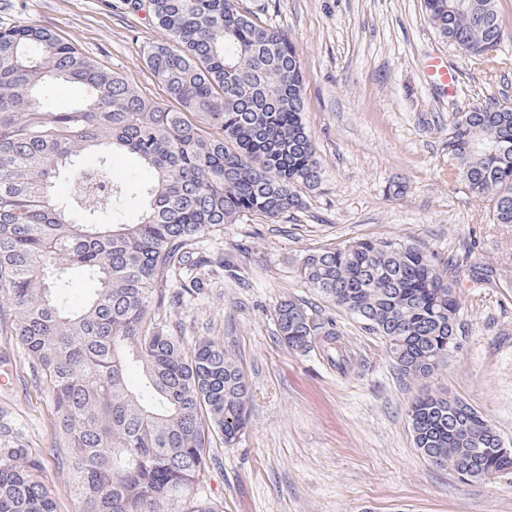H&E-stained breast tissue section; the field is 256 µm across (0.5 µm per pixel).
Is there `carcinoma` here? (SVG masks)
Listing matches in <instances>:
<instances>
[{
	"label": "carcinoma",
	"mask_w": 512,
	"mask_h": 512,
	"mask_svg": "<svg viewBox=\"0 0 512 512\" xmlns=\"http://www.w3.org/2000/svg\"><path fill=\"white\" fill-rule=\"evenodd\" d=\"M423 0L438 35L482 64L503 37L497 0ZM147 10L166 41L146 63L173 104L35 25L0 28V298L49 387L66 449L70 490L87 512H219L204 490L212 439L235 444L249 420V391L224 346L160 324L180 301L159 281L195 261L196 240L243 215L274 223L303 208L324 171L304 113L294 44L239 0H126ZM54 84L80 87L68 110L44 104ZM448 161L491 223L512 225V105L493 102L448 118ZM88 153L91 165L82 162ZM152 171L147 183L112 179L118 154ZM70 192L55 195L58 180ZM142 207L129 221L125 206ZM95 282L78 307L66 271ZM296 277L379 337L406 380L426 382L455 350L460 281L455 265L402 240H357L307 254ZM276 332L307 352L315 337L345 363L339 331L301 303L281 302ZM137 367L133 389L127 372ZM416 448L470 478L512 472L488 446L486 418L457 398L426 392L410 405ZM42 461L0 448V512H54Z\"/></svg>",
	"instance_id": "carcinoma-1"
}]
</instances>
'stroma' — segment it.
Returning <instances> with one entry per match:
<instances>
[{
  "mask_svg": "<svg viewBox=\"0 0 512 512\" xmlns=\"http://www.w3.org/2000/svg\"><path fill=\"white\" fill-rule=\"evenodd\" d=\"M283 31L299 53L306 122L324 171L302 209L269 224L245 216L203 236L209 259L176 278L167 293L199 280L196 293L161 309L187 342L224 344L251 391L247 428L233 446L215 442L205 474L222 512H512V474L461 480L415 448L407 412L426 391L445 392L490 421L512 447V226L490 223L485 206L448 169V116L512 100V0H498L503 37L481 65L440 38L422 0H243ZM51 29L148 96L167 95L145 64L162 32L121 0H0V27ZM441 57L459 74L455 95L428 79ZM405 182L392 195V181ZM408 239L457 260L462 272L491 268L495 285L462 281L458 348L426 383L403 380L382 341L330 306L295 276L302 256L344 242ZM299 299L333 320L351 360L329 365L320 347L288 349L274 309ZM0 309V416L17 444L40 457L55 512H84L68 487L56 444L53 404Z\"/></svg>",
  "mask_w": 512,
  "mask_h": 512,
  "instance_id": "stroma-1",
  "label": "stroma"
}]
</instances>
